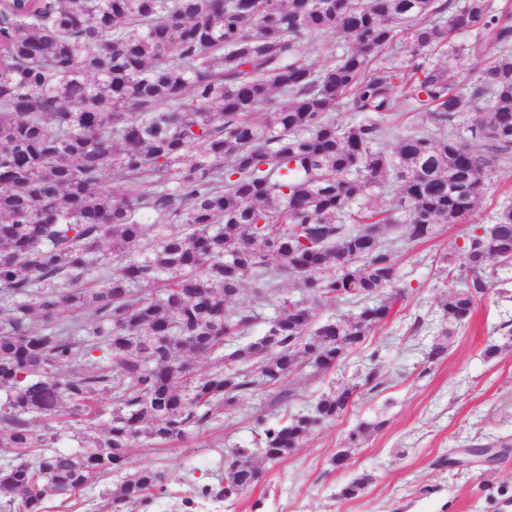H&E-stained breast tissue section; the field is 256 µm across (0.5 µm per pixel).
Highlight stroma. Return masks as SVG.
Masks as SVG:
<instances>
[{
    "mask_svg": "<svg viewBox=\"0 0 512 512\" xmlns=\"http://www.w3.org/2000/svg\"><path fill=\"white\" fill-rule=\"evenodd\" d=\"M472 115L436 128L422 116L409 115L387 138V148L412 135L434 138L466 136ZM512 201V160L489 176L471 217L459 224L437 225L432 239L399 246V274L404 295L390 316L337 367L311 378L303 367L288 378L295 396L287 408L275 406V394L259 390L243 398L213 428L185 440L153 448L135 446L133 466L164 472L166 491L136 512H512V266L499 269L503 291H490L472 317L448 339V356L429 364L424 353L438 334V301L446 274L444 254H458L476 224L490 223L497 207ZM500 353L486 358L485 348ZM376 370L382 389L361 396L335 422L314 430L290 456L272 464L258 460L261 478L250 491L220 501L197 498V490L215 486L237 448L253 445L259 422L275 425L286 415L311 411L317 399L335 387L357 382ZM384 421L351 452L347 467L332 463L350 430ZM508 444L494 466L474 463L439 469L435 460L455 448ZM373 480L357 497L341 498L344 485L360 474ZM117 475L62 500L48 497L46 512H100L102 493ZM194 499L185 509L184 499Z\"/></svg>",
    "mask_w": 512,
    "mask_h": 512,
    "instance_id": "stroma-1",
    "label": "stroma"
}]
</instances>
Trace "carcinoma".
Returning <instances> with one entry per match:
<instances>
[{
  "mask_svg": "<svg viewBox=\"0 0 512 512\" xmlns=\"http://www.w3.org/2000/svg\"><path fill=\"white\" fill-rule=\"evenodd\" d=\"M474 37L450 45L453 33ZM333 34L354 43L328 61L308 46ZM414 50L502 54L456 91L448 71ZM349 98L355 121L330 113ZM470 107L472 137L382 140L401 108L445 126ZM264 113L262 120L256 114ZM512 159V6L494 0H7L0 6V512H45L103 475L110 512H135L164 476L128 471L129 449L206 430L263 385L294 397L297 367L322 373L362 345L404 294L393 242L432 237L475 210L487 176ZM133 184L112 192V175ZM398 185L381 212L352 216L365 189ZM406 218L401 219L399 215ZM116 257L99 259L104 242ZM512 264V204L472 228L447 270L441 321L426 362ZM297 278L310 301L282 291ZM273 305L263 332L249 304L231 309L247 280ZM352 303L316 319L320 305ZM222 351V366L188 360ZM74 364L62 378L57 370ZM375 370L321 396L314 411L262 425L255 451L237 448L230 498L258 481L254 455L276 463L357 397ZM109 402L100 426V404ZM81 423L74 450L56 444L64 418ZM349 431V456L369 430ZM361 474L341 490L362 492Z\"/></svg>",
  "mask_w": 512,
  "mask_h": 512,
  "instance_id": "obj_1",
  "label": "carcinoma"
}]
</instances>
